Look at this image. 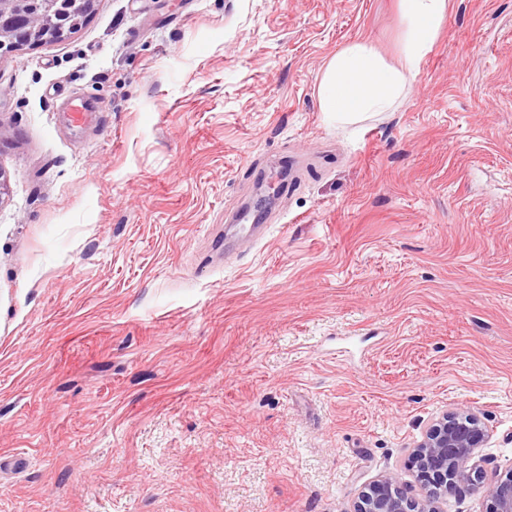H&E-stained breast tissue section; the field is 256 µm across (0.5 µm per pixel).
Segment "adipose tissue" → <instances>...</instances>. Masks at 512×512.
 <instances>
[{
  "instance_id": "obj_1",
  "label": "adipose tissue",
  "mask_w": 512,
  "mask_h": 512,
  "mask_svg": "<svg viewBox=\"0 0 512 512\" xmlns=\"http://www.w3.org/2000/svg\"><path fill=\"white\" fill-rule=\"evenodd\" d=\"M446 0H401L406 38L400 65L388 64L367 42H355L327 64L319 87L321 111L347 121L390 111L406 94L436 42Z\"/></svg>"
}]
</instances>
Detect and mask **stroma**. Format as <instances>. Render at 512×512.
<instances>
[{
	"mask_svg": "<svg viewBox=\"0 0 512 512\" xmlns=\"http://www.w3.org/2000/svg\"><path fill=\"white\" fill-rule=\"evenodd\" d=\"M403 39L400 0H97L0 56V512L418 498L457 408L512 468V0H448L391 111L321 112ZM259 179L266 234L214 249Z\"/></svg>",
	"mask_w": 512,
	"mask_h": 512,
	"instance_id": "obj_1",
	"label": "stroma"
}]
</instances>
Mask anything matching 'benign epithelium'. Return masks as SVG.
<instances>
[{
	"label": "benign epithelium",
	"instance_id": "obj_1",
	"mask_svg": "<svg viewBox=\"0 0 512 512\" xmlns=\"http://www.w3.org/2000/svg\"><path fill=\"white\" fill-rule=\"evenodd\" d=\"M95 3L76 0L74 13L62 17L31 0H0V54L68 36L91 16ZM487 439L488 431L476 414L461 409L444 413L429 426L410 458L424 489L422 497L407 496L394 478L384 477L361 492L353 512H442L441 501L465 484L487 499V512H512V469L487 482L474 477L477 450Z\"/></svg>",
	"mask_w": 512,
	"mask_h": 512
}]
</instances>
